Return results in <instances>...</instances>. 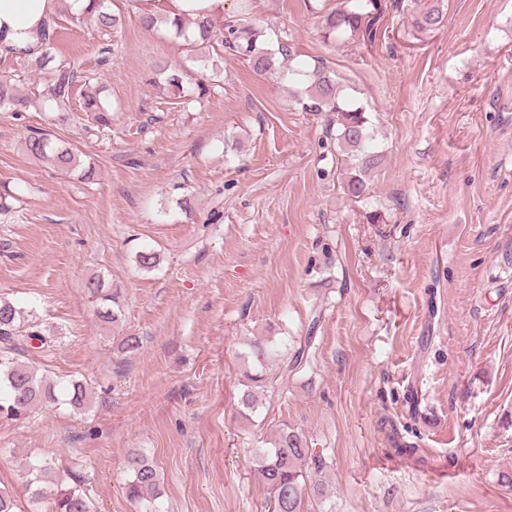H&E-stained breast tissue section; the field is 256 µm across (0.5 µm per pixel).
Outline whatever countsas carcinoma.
<instances>
[{"label":"carcinoma","mask_w":512,"mask_h":512,"mask_svg":"<svg viewBox=\"0 0 512 512\" xmlns=\"http://www.w3.org/2000/svg\"><path fill=\"white\" fill-rule=\"evenodd\" d=\"M86 17L106 35L121 25V17L112 13L107 0H89L85 12L76 19ZM380 17V0H343L322 16L323 38L336 41L362 36L371 41L375 39L374 26ZM445 19L443 0H431L427 7L411 14L409 24L417 32H429L442 27ZM140 24L147 31L165 29L181 42L183 52L195 63L193 70L179 66L153 71L149 82L156 87L163 86L179 93L188 84L196 98L207 97L219 87V63L224 61V55L229 54L241 60L260 78L295 86L294 102L300 111L317 115L332 113L336 118V141L347 170L344 191L355 199L366 196L367 175L382 162V155L376 151L370 132L366 109L356 100L341 97L339 87L324 62L308 63L300 58L293 43L287 39L270 43L265 32L252 19L251 0H238L236 14L228 17L170 20L144 13ZM55 36L56 21L52 19L45 25L39 53L17 56V63L22 68L39 71V81L31 95L17 93L14 76L0 75V109L12 112L16 120L23 119L32 108L54 112L62 123L76 119L70 104L79 82V65L70 59H62L48 66L44 48L54 41ZM81 111L86 115L84 121L94 128L104 130L112 126V113L92 93L83 94ZM25 145L32 156L61 173L73 175L84 182L95 177L94 165L82 162L71 147L53 140L46 133L27 136ZM85 288L91 302L99 305L103 321H117V313L109 308L115 296L105 288V283L93 277L86 282ZM36 342L41 348H50L55 339L25 320L22 309L0 300L1 419L23 420L38 407L59 402L55 387L43 384L22 360L23 354ZM311 347L312 337L309 336L291 360L272 377L268 364L274 358V349L261 340L253 341L239 401L241 414L247 418L256 412L258 393L270 388L278 391L288 388L290 379L307 363ZM63 392L66 402L73 407L81 408L89 401V389L80 382L65 384ZM381 425L389 427L388 454L413 458L418 464L426 463L420 449L402 440L391 420L384 418ZM256 461L271 503V512H302L303 496L308 486H313L319 495L325 491L323 484L312 480L313 472L320 471L323 461L313 455L305 435L286 423L278 430L271 447L257 450ZM128 468L131 479L126 483L127 497L139 505L140 512H160L156 504L159 475L153 463L145 455L135 453L129 458ZM26 469L29 494L38 500L43 496L42 484L53 473L52 462L45 457H34L26 462ZM46 512L93 510L83 492L60 486L50 498Z\"/></svg>","instance_id":"1"}]
</instances>
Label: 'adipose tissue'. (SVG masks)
<instances>
[{
  "label": "adipose tissue",
  "mask_w": 512,
  "mask_h": 512,
  "mask_svg": "<svg viewBox=\"0 0 512 512\" xmlns=\"http://www.w3.org/2000/svg\"><path fill=\"white\" fill-rule=\"evenodd\" d=\"M56 7L57 0H0V51H35L42 24Z\"/></svg>",
  "instance_id": "1"
}]
</instances>
